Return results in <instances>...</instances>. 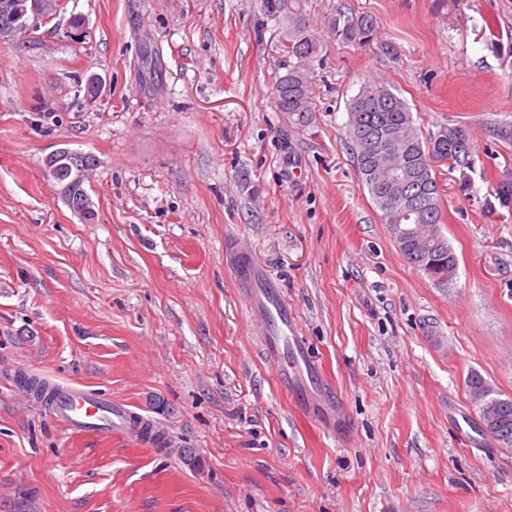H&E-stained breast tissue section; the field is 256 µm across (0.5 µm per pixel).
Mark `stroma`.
Returning <instances> with one entry per match:
<instances>
[{
	"mask_svg": "<svg viewBox=\"0 0 512 512\" xmlns=\"http://www.w3.org/2000/svg\"><path fill=\"white\" fill-rule=\"evenodd\" d=\"M281 2L65 0L0 47V512H512V448L466 388L512 398V0H301L306 126L276 109ZM340 13L375 40L338 41ZM372 80L478 150L435 170L451 287L358 178L347 104ZM60 148L97 159L95 221L42 175ZM232 240L281 289L335 422L278 388ZM22 374L113 396L161 440L67 432Z\"/></svg>",
	"mask_w": 512,
	"mask_h": 512,
	"instance_id": "obj_1",
	"label": "stroma"
}]
</instances>
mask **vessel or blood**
Listing matches in <instances>:
<instances>
[{"mask_svg":"<svg viewBox=\"0 0 512 512\" xmlns=\"http://www.w3.org/2000/svg\"><path fill=\"white\" fill-rule=\"evenodd\" d=\"M235 260L236 276L245 290L250 319L259 331L265 356L274 365L279 385L306 384L312 380L315 367L279 288L266 279L258 261L241 254ZM54 389L56 415L68 430L131 433L133 413L126 404L108 397H93L85 389L67 382L55 384Z\"/></svg>","mask_w":512,"mask_h":512,"instance_id":"obj_1","label":"vessel or blood"}]
</instances>
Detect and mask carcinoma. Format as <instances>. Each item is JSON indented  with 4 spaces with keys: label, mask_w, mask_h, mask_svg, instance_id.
I'll return each mask as SVG.
<instances>
[{
    "label": "carcinoma",
    "mask_w": 512,
    "mask_h": 512,
    "mask_svg": "<svg viewBox=\"0 0 512 512\" xmlns=\"http://www.w3.org/2000/svg\"><path fill=\"white\" fill-rule=\"evenodd\" d=\"M336 38L346 43L367 44L372 41L375 22L370 15H338L333 20ZM282 52L290 58L286 73L275 84L277 110L288 114V121L305 125L312 120L313 97L307 65L317 58L321 45L312 37L308 19L300 8L288 9L282 28ZM348 126L354 123L379 127L392 133L394 146L381 150L355 138L351 139L357 169L368 193L387 225H416L414 251H402L405 259L422 270L435 284L450 286L457 275L458 260L441 232L444 223L443 188L430 168L432 161H447L451 168L472 169L477 149L469 134L460 127H443L434 136L422 137L414 123L409 104L385 85L365 83L347 103ZM408 185L416 192L427 193L434 204L433 212L422 211L409 220L398 208H388L385 201L390 184ZM491 398L500 402L506 439L500 444L512 447V398H500L494 390Z\"/></svg>",
    "instance_id": "obj_1"
}]
</instances>
